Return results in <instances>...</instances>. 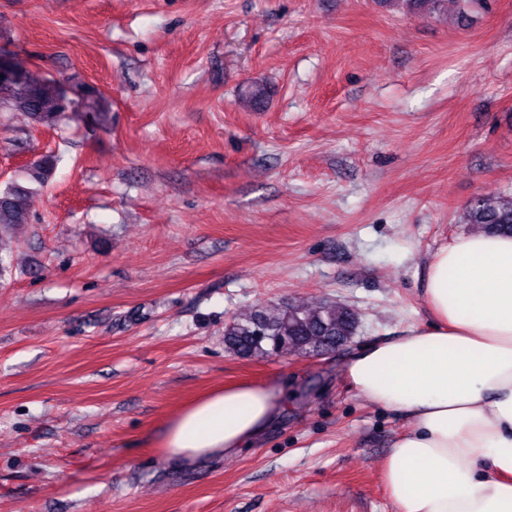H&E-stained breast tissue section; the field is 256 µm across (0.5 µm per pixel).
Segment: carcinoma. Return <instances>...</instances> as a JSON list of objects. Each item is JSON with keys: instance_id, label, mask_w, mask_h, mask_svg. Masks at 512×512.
I'll list each match as a JSON object with an SVG mask.
<instances>
[{"instance_id": "carcinoma-1", "label": "carcinoma", "mask_w": 512, "mask_h": 512, "mask_svg": "<svg viewBox=\"0 0 512 512\" xmlns=\"http://www.w3.org/2000/svg\"><path fill=\"white\" fill-rule=\"evenodd\" d=\"M69 109L70 103L52 81L30 76L22 83L0 81V112H22L33 123L51 127ZM55 164L53 154H42L24 170L26 184H12L0 191V226L30 223L32 186L47 184ZM462 223L474 224L487 233L512 235V195L474 199L464 209ZM356 331V313L345 305H262L224 323V345L243 359L274 354L313 356L344 345Z\"/></svg>"}]
</instances>
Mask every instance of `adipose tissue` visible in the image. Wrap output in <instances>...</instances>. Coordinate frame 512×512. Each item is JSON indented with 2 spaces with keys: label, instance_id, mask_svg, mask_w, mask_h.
Wrapping results in <instances>:
<instances>
[{
  "label": "adipose tissue",
  "instance_id": "adipose-tissue-1",
  "mask_svg": "<svg viewBox=\"0 0 512 512\" xmlns=\"http://www.w3.org/2000/svg\"><path fill=\"white\" fill-rule=\"evenodd\" d=\"M431 324L351 357L345 381L409 422L383 463L399 512H512V236L475 232L432 255ZM286 405L266 385L215 390L166 424L183 461L231 457Z\"/></svg>",
  "mask_w": 512,
  "mask_h": 512
}]
</instances>
